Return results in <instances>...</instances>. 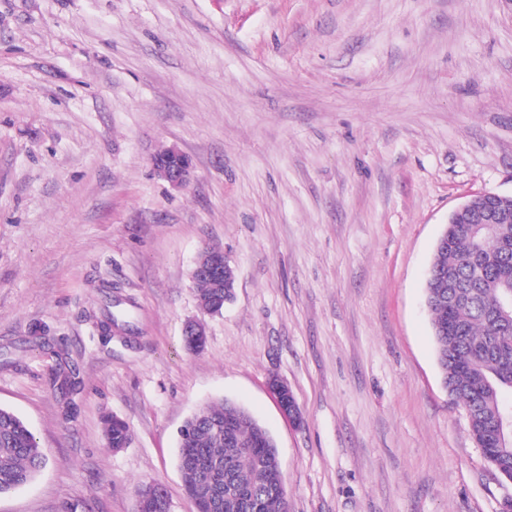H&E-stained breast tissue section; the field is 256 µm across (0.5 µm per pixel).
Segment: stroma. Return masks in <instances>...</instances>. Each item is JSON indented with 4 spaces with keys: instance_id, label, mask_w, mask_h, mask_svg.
I'll return each instance as SVG.
<instances>
[{
    "instance_id": "stroma-1",
    "label": "stroma",
    "mask_w": 512,
    "mask_h": 512,
    "mask_svg": "<svg viewBox=\"0 0 512 512\" xmlns=\"http://www.w3.org/2000/svg\"><path fill=\"white\" fill-rule=\"evenodd\" d=\"M170 145L181 190L151 166ZM486 191L512 195V0H0V406L47 454L0 512H136L149 483L196 512L178 432L217 399L273 436L289 512H497L512 485L425 306L450 212ZM206 246L236 275L219 314ZM104 281L131 325L107 342ZM154 172L173 189H183L191 181L192 165L177 147L169 146L151 158ZM233 269L224 258L223 250L216 247L204 248L194 265L191 278L197 279L195 283L196 292L202 307L211 312L216 313V309L220 307L219 313L224 309V300H230L233 296L234 288H226L234 279ZM60 358V366L63 370L62 376L56 375L51 379V385L59 390L63 396L73 394L79 390L81 381L79 378V369L75 361L70 357L68 352H56ZM269 390L278 402L281 413L288 421L300 425L302 412L288 384L279 379L269 381ZM105 433L110 448H123L129 441V428L127 424L116 417L106 420Z\"/></svg>"
}]
</instances>
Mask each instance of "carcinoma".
I'll return each mask as SVG.
<instances>
[{"instance_id":"cac0c4a2","label":"carcinoma","mask_w":512,"mask_h":512,"mask_svg":"<svg viewBox=\"0 0 512 512\" xmlns=\"http://www.w3.org/2000/svg\"><path fill=\"white\" fill-rule=\"evenodd\" d=\"M505 207L507 219L481 225V252L461 241L436 250L434 265L454 271L463 288L455 307L430 305L432 326L453 329L435 336L442 381H451L456 398L469 407L468 424L487 433L494 432L492 417L512 416V321L504 325L494 313L497 302L512 296V252L500 249L502 241L512 239V202ZM195 287L200 304L211 313L233 296V289L215 288L207 279L197 280ZM114 304L120 302L106 294L104 319L98 323L106 339L120 321L112 312ZM56 355L63 373L51 385L67 396L81 386L79 369L69 353ZM452 361L466 370L448 375ZM185 425L179 464L197 512H288L282 494L271 488L273 473L281 468L274 442L248 411L223 400L210 402ZM105 433L111 448L129 441V428L121 419H107ZM45 462L26 422L0 408V495L29 484Z\"/></svg>"}]
</instances>
